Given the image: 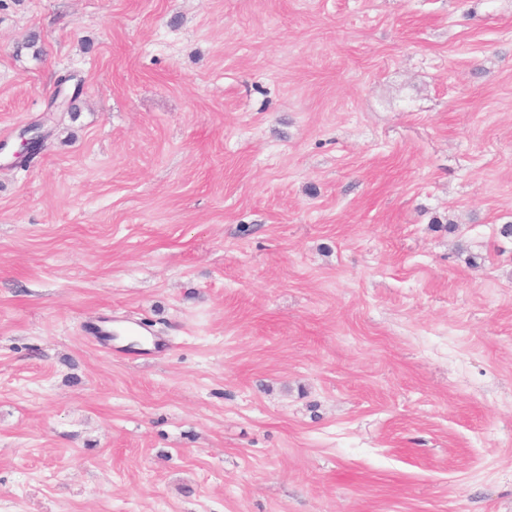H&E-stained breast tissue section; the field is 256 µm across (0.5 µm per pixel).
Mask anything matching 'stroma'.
Wrapping results in <instances>:
<instances>
[{"mask_svg": "<svg viewBox=\"0 0 512 512\" xmlns=\"http://www.w3.org/2000/svg\"><path fill=\"white\" fill-rule=\"evenodd\" d=\"M510 222L512 0H0V512H512Z\"/></svg>", "mask_w": 512, "mask_h": 512, "instance_id": "1", "label": "stroma"}]
</instances>
